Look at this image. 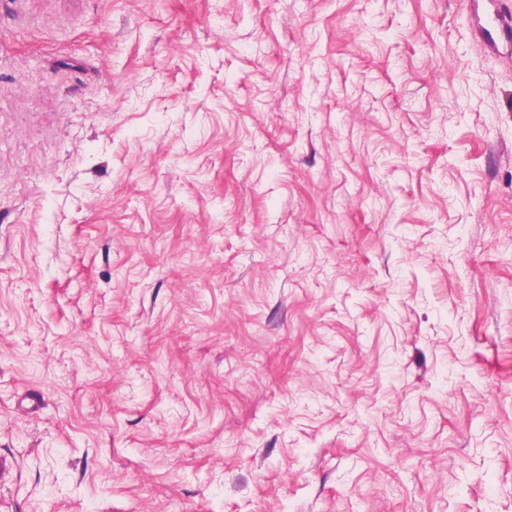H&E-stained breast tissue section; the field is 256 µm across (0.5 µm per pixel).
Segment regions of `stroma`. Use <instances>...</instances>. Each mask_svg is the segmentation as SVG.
Segmentation results:
<instances>
[{
  "label": "stroma",
  "instance_id": "1",
  "mask_svg": "<svg viewBox=\"0 0 512 512\" xmlns=\"http://www.w3.org/2000/svg\"><path fill=\"white\" fill-rule=\"evenodd\" d=\"M512 0H0V512H512Z\"/></svg>",
  "mask_w": 512,
  "mask_h": 512
}]
</instances>
